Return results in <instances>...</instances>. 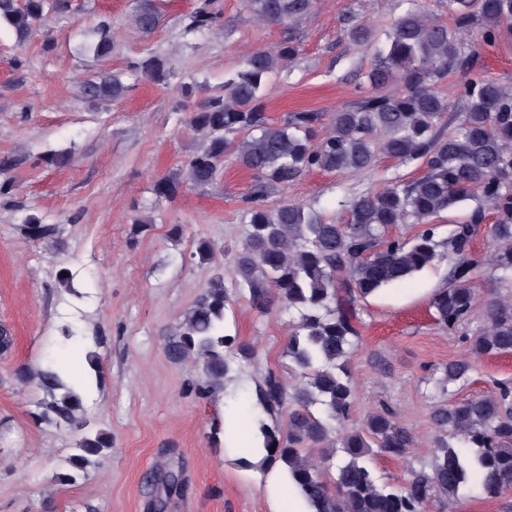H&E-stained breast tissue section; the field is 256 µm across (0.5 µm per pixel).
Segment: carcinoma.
<instances>
[{"instance_id": "obj_1", "label": "carcinoma", "mask_w": 512, "mask_h": 512, "mask_svg": "<svg viewBox=\"0 0 512 512\" xmlns=\"http://www.w3.org/2000/svg\"><path fill=\"white\" fill-rule=\"evenodd\" d=\"M243 2L263 23H298L315 10L318 0ZM408 2L409 8L391 23L387 49L366 75L355 107L293 112L279 125L270 122L264 88L270 74L299 54V43L288 39L273 50H255L242 69L224 81V93L208 96L191 111L189 125L208 137L207 149L190 157L185 178L162 177L152 188L155 199L170 201L186 182L211 185L227 157L261 179L262 187L247 198L244 208L250 230L234 256L235 270L253 307L265 310L275 297L284 309L298 313L287 353L306 378L292 394L274 372L258 386L257 401L264 411L287 410L285 428L260 424L261 465H281L309 512H424L432 500L445 507L456 501L466 481L467 462L447 440H438L429 468L414 470L401 486L387 489L376 484L366 457L403 456L414 443L411 431L385 412L368 415L360 427H345L355 400L348 360L360 337L356 302L431 264L440 247L434 222L454 204L476 196L481 203L448 238L455 263L451 286L433 298L438 322L452 330L471 318L476 297L467 254L481 232L489 231L496 242L488 263L501 276H512V86L474 75L480 58L477 43H493L500 33L512 31V0H448L450 25L431 19L421 0ZM66 8L67 0H0V21L26 35ZM220 18L216 0H198L186 29L204 32ZM134 22L150 32L158 16L154 8L144 7ZM345 35L365 42L373 39L374 31L356 23ZM91 49L99 58L109 55L108 25L100 26V38ZM457 72L465 74L458 85L465 107L449 117L436 85ZM128 75L165 83L170 70L165 59L149 53L130 66ZM397 82L403 88L389 91ZM128 89L122 75L112 73L85 81L81 96L89 102L114 101ZM379 154L402 162L420 160L425 173L412 182L396 181L359 196L343 223L296 203L276 208L264 203L267 185L286 189L315 170L360 173L371 169ZM487 206L495 221L485 229ZM408 223L425 228L410 239L390 234ZM22 231L33 242H49L57 235L54 225L36 218ZM229 301L224 277L218 275L165 344L171 362L201 363L203 381L189 388L202 398L224 389L231 355L253 356L250 346L224 334ZM487 315V325L467 338L472 354L511 353L512 302H489ZM469 369L464 360L450 362L446 380L459 381ZM18 376L24 382L37 378L49 397L42 402L40 418L74 426L79 438L78 453L68 461L72 470H85L112 449L110 433L90 431L76 419L83 399L57 372L23 367ZM314 406L321 408L322 416H315ZM331 421L341 425L337 443L330 440ZM432 421L440 432L474 449L472 463L482 473L483 493L493 497L512 488L511 385L500 383L482 395L439 405ZM338 444L346 458L336 463ZM333 468L334 479H324L323 471Z\"/></svg>"}]
</instances>
